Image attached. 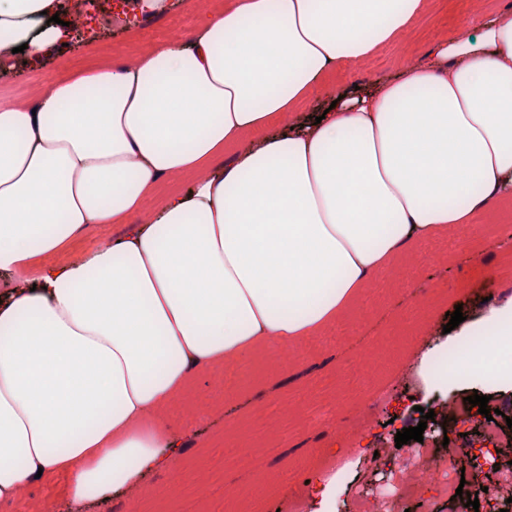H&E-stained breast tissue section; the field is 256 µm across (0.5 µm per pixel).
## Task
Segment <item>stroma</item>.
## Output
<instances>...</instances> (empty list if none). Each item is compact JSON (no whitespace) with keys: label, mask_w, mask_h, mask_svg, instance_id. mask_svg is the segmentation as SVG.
Instances as JSON below:
<instances>
[{"label":"stroma","mask_w":512,"mask_h":512,"mask_svg":"<svg viewBox=\"0 0 512 512\" xmlns=\"http://www.w3.org/2000/svg\"><path fill=\"white\" fill-rule=\"evenodd\" d=\"M228 0H208L205 8H194L184 0H166L164 10L144 15L130 10L126 25L103 26L94 16L84 21L86 30L97 33V41L111 55L132 58L134 51L176 36L188 37L208 11L223 9ZM512 11V0H428L423 19L395 42L381 47L359 69L343 70L330 77L329 87L348 85L367 79L389 77L416 63L449 30L470 29L475 19L499 12ZM89 50L85 35L67 38L41 63H26L22 56L11 60L7 74H0V95L16 99L31 98L34 91L54 80L81 69ZM512 289V253L491 254L471 240L469 234L457 232L424 243L391 276L372 283L362 297L361 306L384 311L385 318L375 332L374 341L389 354L381 372L374 379L384 388L380 406H372V392L357 382H349L343 366L333 362L335 349L354 333L352 320H341L311 342L303 364L317 365L318 370L287 393L297 415L282 416L279 400L256 407L249 425L250 437L267 443L270 433H288L298 437L317 430L336 437L370 432L378 440H394L402 422L418 424L426 410L438 402L437 394L426 395L395 381L396 372L409 363L414 337L419 327L443 326L450 313L462 311L467 320L477 319L484 311L488 294ZM224 417L216 415L213 424L201 436L207 444V462L215 475L207 495H200L194 483L195 460L185 458L181 464L182 484L170 492L177 512H221L224 498L235 501L237 512H287L293 494L304 493L302 484H288L287 479L297 462L318 473L332 462L325 448L312 443L297 453L284 448L257 454L253 458L231 455L223 446ZM270 477L265 498H252V480Z\"/></svg>","instance_id":"1"}]
</instances>
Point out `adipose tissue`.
I'll use <instances>...</instances> for the list:
<instances>
[{"mask_svg":"<svg viewBox=\"0 0 512 512\" xmlns=\"http://www.w3.org/2000/svg\"><path fill=\"white\" fill-rule=\"evenodd\" d=\"M427 0H235L190 39L104 56L0 98V512L55 478L106 503L188 452L224 366L236 396L355 311L365 289L462 227L512 222V13L453 31L391 80L307 109L326 79L409 30ZM61 0H0V51L66 36ZM141 229L57 255L92 224Z\"/></svg>","mask_w":512,"mask_h":512,"instance_id":"ef3b65f1","label":"adipose tissue"}]
</instances>
